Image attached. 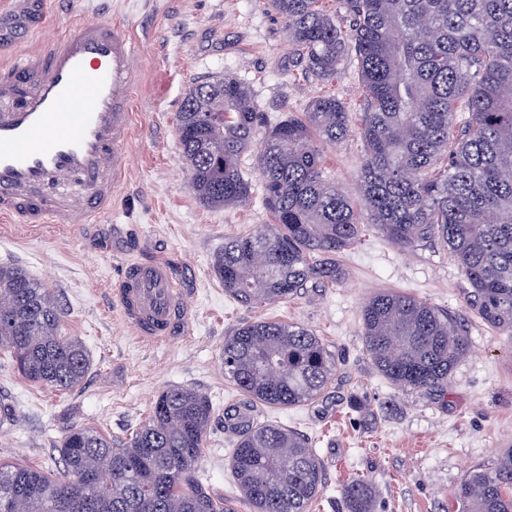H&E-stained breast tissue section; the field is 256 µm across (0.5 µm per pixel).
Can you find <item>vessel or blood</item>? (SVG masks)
I'll return each mask as SVG.
<instances>
[{
  "instance_id": "b4317fda",
  "label": "vessel or blood",
  "mask_w": 512,
  "mask_h": 512,
  "mask_svg": "<svg viewBox=\"0 0 512 512\" xmlns=\"http://www.w3.org/2000/svg\"><path fill=\"white\" fill-rule=\"evenodd\" d=\"M137 82L131 34L100 19L0 63V218L88 224L109 211ZM113 295L146 343L167 342L183 318L173 270L157 259L127 261Z\"/></svg>"
}]
</instances>
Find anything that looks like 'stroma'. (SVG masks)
<instances>
[{
  "label": "stroma",
  "mask_w": 512,
  "mask_h": 512,
  "mask_svg": "<svg viewBox=\"0 0 512 512\" xmlns=\"http://www.w3.org/2000/svg\"><path fill=\"white\" fill-rule=\"evenodd\" d=\"M82 19L119 22L138 45L130 166L111 210L93 223H0V264L21 267L50 289L63 313L61 335L80 337L91 357L83 382L58 392L28 380L11 354L0 352V402L12 408L11 418L0 420V462L52 470L70 427L129 436L162 391L188 386L216 408L202 469L216 495L230 496L235 434L224 426V411L248 400L224 377V338L243 324L278 320L314 330L337 363L314 403L259 414L307 436L324 462L326 487L309 512H347L340 489L355 476L373 484L375 512H456L451 493L463 473L512 446V329L479 316L463 273L439 242L407 251L371 228L338 255L342 282L256 308L241 304L225 293L210 261L225 238L270 221L255 155L242 157L254 184L250 201L211 208L190 190L178 143L186 90L225 74L249 85L266 118L332 93L359 123L356 61H345L331 83L306 79L268 0H77L71 8L60 0H0V62ZM363 154L355 134L325 151L330 177L355 202ZM144 257L170 263L185 310L171 340L156 346L137 339L111 293L125 262ZM381 288L414 295L465 326L470 353L447 393L402 391L374 369L361 310ZM356 398L367 410L352 409Z\"/></svg>",
  "instance_id": "1"
}]
</instances>
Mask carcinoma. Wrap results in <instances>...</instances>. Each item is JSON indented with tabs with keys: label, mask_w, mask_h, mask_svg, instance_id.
<instances>
[{
	"label": "carcinoma",
	"mask_w": 512,
	"mask_h": 512,
	"mask_svg": "<svg viewBox=\"0 0 512 512\" xmlns=\"http://www.w3.org/2000/svg\"><path fill=\"white\" fill-rule=\"evenodd\" d=\"M269 0L292 55L308 77L336 78L354 57L364 93L358 176L362 205L334 183L324 147L350 133L334 95L266 123L256 154L271 223L224 240L211 266L224 291L260 306L308 284L345 279L336 255L374 226L413 249L438 239L468 280L478 313L512 327V0ZM344 17L348 27L338 23ZM260 116L236 77L192 85L177 119L189 186L212 208L249 201L242 155ZM49 289L17 266L0 265V351L26 378L70 390L91 359L59 332ZM373 367L401 390H444L470 351L448 312L383 289L362 312ZM224 377L250 405L292 408L318 399L336 361L309 328L247 323L224 338ZM212 402L189 387L161 392L126 439L70 428L57 472L0 463L7 512H308L325 488V467L304 435L239 411L225 415L237 440L230 459L235 496L210 489L201 465ZM347 512H372L375 489L360 477L341 490ZM459 512H512V448L469 468L453 491Z\"/></svg>",
	"instance_id": "carcinoma-1"
}]
</instances>
